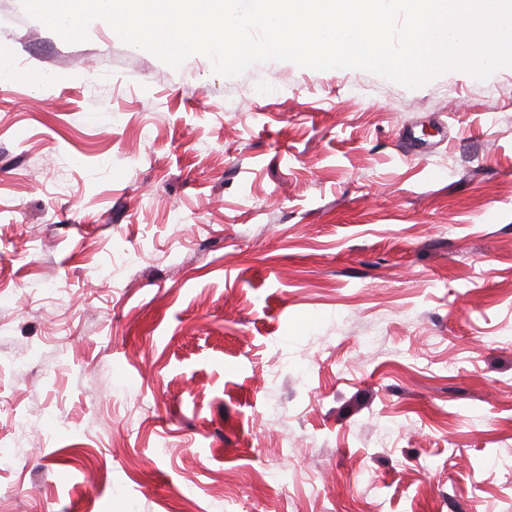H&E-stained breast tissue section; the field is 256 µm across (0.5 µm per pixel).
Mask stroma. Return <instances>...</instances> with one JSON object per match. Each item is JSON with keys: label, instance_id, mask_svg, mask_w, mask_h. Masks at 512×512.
<instances>
[{"label": "stroma", "instance_id": "1", "mask_svg": "<svg viewBox=\"0 0 512 512\" xmlns=\"http://www.w3.org/2000/svg\"><path fill=\"white\" fill-rule=\"evenodd\" d=\"M0 62V512H512V67Z\"/></svg>", "mask_w": 512, "mask_h": 512}]
</instances>
